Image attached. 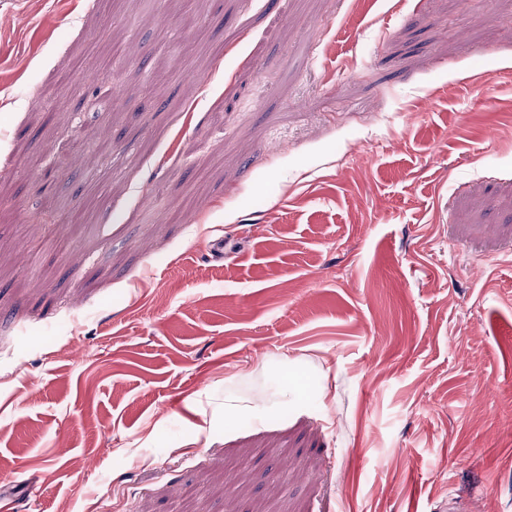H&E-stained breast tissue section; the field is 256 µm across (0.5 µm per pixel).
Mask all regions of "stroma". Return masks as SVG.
I'll return each instance as SVG.
<instances>
[{"label": "stroma", "instance_id": "obj_1", "mask_svg": "<svg viewBox=\"0 0 512 512\" xmlns=\"http://www.w3.org/2000/svg\"><path fill=\"white\" fill-rule=\"evenodd\" d=\"M452 496L512 512V0H0V500Z\"/></svg>", "mask_w": 512, "mask_h": 512}]
</instances>
